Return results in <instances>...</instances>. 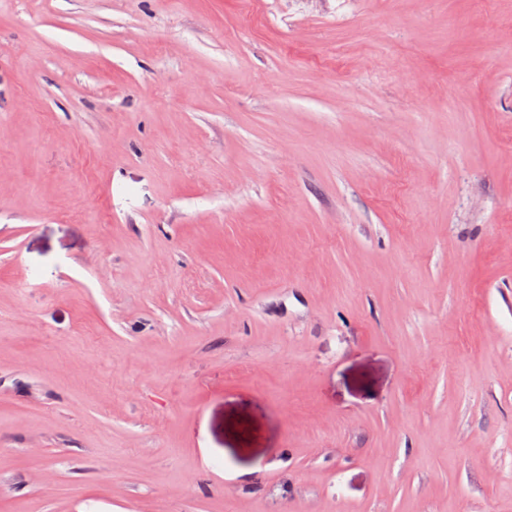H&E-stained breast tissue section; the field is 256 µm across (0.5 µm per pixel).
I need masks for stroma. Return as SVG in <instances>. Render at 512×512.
<instances>
[{"label":"stroma","mask_w":512,"mask_h":512,"mask_svg":"<svg viewBox=\"0 0 512 512\" xmlns=\"http://www.w3.org/2000/svg\"><path fill=\"white\" fill-rule=\"evenodd\" d=\"M0 512H512V0H0Z\"/></svg>","instance_id":"1"}]
</instances>
